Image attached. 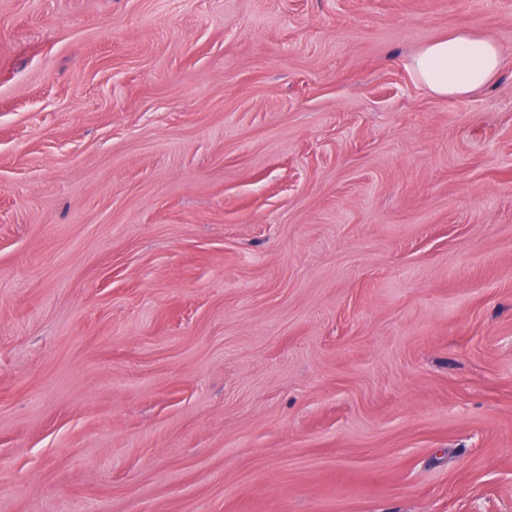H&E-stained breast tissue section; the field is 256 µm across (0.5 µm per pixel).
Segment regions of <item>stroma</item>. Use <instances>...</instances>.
Returning a JSON list of instances; mask_svg holds the SVG:
<instances>
[{
    "mask_svg": "<svg viewBox=\"0 0 512 512\" xmlns=\"http://www.w3.org/2000/svg\"><path fill=\"white\" fill-rule=\"evenodd\" d=\"M0 512H512V0H0ZM501 63L492 42L459 32L422 47L408 67L429 91L446 97L465 95L483 86L497 74Z\"/></svg>",
    "mask_w": 512,
    "mask_h": 512,
    "instance_id": "35a3bbf8",
    "label": "stroma"
}]
</instances>
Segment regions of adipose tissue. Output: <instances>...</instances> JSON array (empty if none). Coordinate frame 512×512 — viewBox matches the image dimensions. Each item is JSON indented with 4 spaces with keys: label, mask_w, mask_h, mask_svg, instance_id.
I'll use <instances>...</instances> for the list:
<instances>
[{
    "label": "adipose tissue",
    "mask_w": 512,
    "mask_h": 512,
    "mask_svg": "<svg viewBox=\"0 0 512 512\" xmlns=\"http://www.w3.org/2000/svg\"><path fill=\"white\" fill-rule=\"evenodd\" d=\"M501 55L489 40L460 32L422 47L410 60L417 80L433 94L461 96L490 81Z\"/></svg>",
    "instance_id": "obj_1"
}]
</instances>
